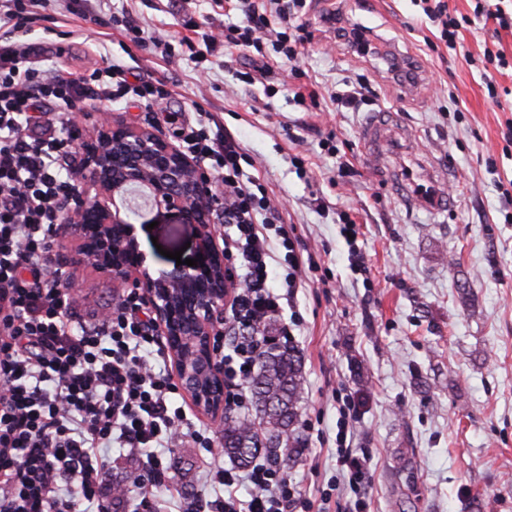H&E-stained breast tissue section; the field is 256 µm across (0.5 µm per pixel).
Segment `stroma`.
<instances>
[{
    "label": "stroma",
    "mask_w": 512,
    "mask_h": 512,
    "mask_svg": "<svg viewBox=\"0 0 512 512\" xmlns=\"http://www.w3.org/2000/svg\"><path fill=\"white\" fill-rule=\"evenodd\" d=\"M231 8V0H51L29 42L61 75L110 59L130 80L164 81L168 111L119 101L106 113L92 101L79 118L83 136L107 121L175 145L186 125L231 132L279 201L296 251L313 254L277 318L291 325L303 359L306 451L287 474L310 512H512V223L495 182L512 178V77L496 75L502 95L491 99L480 62L491 40L512 61V31L472 24L444 54L412 0H306L298 16L311 38L295 64L268 39L258 53L206 49L204 33L222 28ZM332 12L366 28L371 52L337 39L325 20ZM123 13L144 30L145 46L115 25ZM158 40L169 52L155 48ZM396 62L420 69L415 94L402 95ZM362 82L373 87L372 102L337 106ZM376 112L413 130L411 156L372 157L360 132ZM426 159L448 177L451 202L437 213L407 206L385 172ZM348 219L360 268L341 234ZM135 222L153 272L174 267L169 252L194 257L196 228L178 212ZM55 253L79 284L78 315L102 317L121 295L111 277L82 261L74 241L57 238ZM342 428L369 465L353 485L337 461ZM409 448L403 471L398 458ZM209 449L185 442L167 453L155 491L163 512H187L176 492L185 480L201 512L223 499L204 463L229 460ZM180 456L193 464L189 476L172 465Z\"/></svg>",
    "instance_id": "1"
}]
</instances>
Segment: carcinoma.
<instances>
[{"label":"carcinoma","mask_w":512,"mask_h":512,"mask_svg":"<svg viewBox=\"0 0 512 512\" xmlns=\"http://www.w3.org/2000/svg\"><path fill=\"white\" fill-rule=\"evenodd\" d=\"M267 327L257 340L256 368L248 381L254 413L244 417L224 411L222 451L238 467L247 468L263 454L286 467L300 460L305 440L299 432L302 359L292 341ZM139 481L129 471L112 483V512H124V483Z\"/></svg>","instance_id":"carcinoma-1"}]
</instances>
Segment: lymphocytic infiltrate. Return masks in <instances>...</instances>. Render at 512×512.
I'll use <instances>...</instances> for the list:
<instances>
[{"label": "lymphocytic infiltrate", "mask_w": 512, "mask_h": 512, "mask_svg": "<svg viewBox=\"0 0 512 512\" xmlns=\"http://www.w3.org/2000/svg\"><path fill=\"white\" fill-rule=\"evenodd\" d=\"M43 0H0L16 39L0 46V512H78L77 502L98 503L105 448L150 449L149 480L164 471V452L183 439L206 438L185 423L178 386L156 357L160 335L140 295L127 293L102 319L73 323L69 286L53 263L54 230L77 188L67 164L74 117L87 102L145 101L163 106L164 84L129 82L112 61L77 78H60L35 65L25 41ZM235 20L205 40L228 48L260 49L275 9L284 29L276 42L286 59L299 55L304 36H290L288 7L280 0H237ZM439 33L447 51L457 48L462 19L447 0H413ZM53 102L52 121L37 136L28 129ZM187 155L202 161L224 192V258L241 281L230 311L243 339L221 356L224 404L240 411L255 364L248 340L275 319L299 286L304 261L283 226L278 204L246 171L247 160L231 133L183 129ZM276 229L286 250L276 257L268 231ZM285 274H278V263ZM211 481L224 487V512H294L301 499L281 470L257 463L247 474L215 467ZM76 486L79 499L62 495ZM248 484L247 499L235 490Z\"/></svg>", "instance_id": "1"}]
</instances>
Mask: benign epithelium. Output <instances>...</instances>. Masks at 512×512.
Returning a JSON list of instances; mask_svg holds the SVG:
<instances>
[{"label":"benign epithelium","mask_w":512,"mask_h":512,"mask_svg":"<svg viewBox=\"0 0 512 512\" xmlns=\"http://www.w3.org/2000/svg\"><path fill=\"white\" fill-rule=\"evenodd\" d=\"M76 140L86 188L69 198L74 221L60 233L73 237L84 260L117 287L142 291L161 335L176 337L170 345L175 370L194 405L206 414L224 412V375L213 336L236 281L213 230L212 212L221 201L211 192L210 174L153 131L111 125L93 139L78 133ZM138 187L148 191L151 208L175 210L196 225V266L156 274L146 265L135 225L120 207Z\"/></svg>","instance_id":"obj_1"}]
</instances>
